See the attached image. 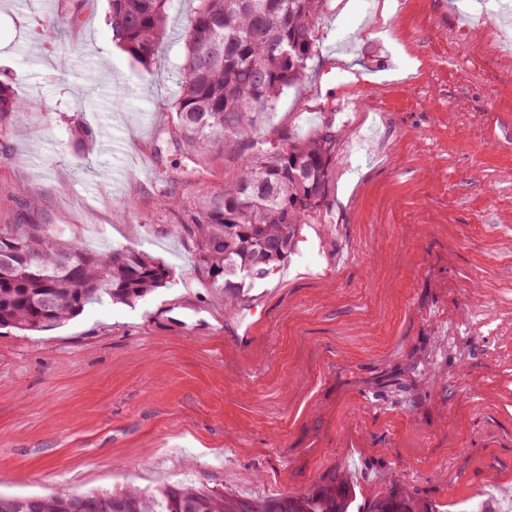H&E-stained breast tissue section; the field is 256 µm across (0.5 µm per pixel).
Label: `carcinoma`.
<instances>
[{"mask_svg":"<svg viewBox=\"0 0 512 512\" xmlns=\"http://www.w3.org/2000/svg\"><path fill=\"white\" fill-rule=\"evenodd\" d=\"M176 124L191 147L249 137L258 118L297 85L316 54L315 23L328 0H193ZM113 39L148 65L158 52L170 0H109ZM27 102L0 83V126ZM327 126L304 142L260 156L194 213L195 261L206 287L228 300L288 261L301 224L323 206L335 159ZM0 329L46 332L77 317L103 295L133 303L169 283L171 269L139 251H93L50 224L0 226ZM112 512H349L355 501L344 476L322 477L308 491L244 502L221 490L168 484L151 494L124 491L37 496L0 494L13 512H82L93 500ZM357 512H428L399 488Z\"/></svg>","mask_w":512,"mask_h":512,"instance_id":"1","label":"carcinoma"}]
</instances>
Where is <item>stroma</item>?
Here are the masks:
<instances>
[{"mask_svg":"<svg viewBox=\"0 0 512 512\" xmlns=\"http://www.w3.org/2000/svg\"><path fill=\"white\" fill-rule=\"evenodd\" d=\"M393 2L386 20L384 0H329L259 124L270 149L334 124L336 159L288 262L231 306L189 221L257 153L191 149L172 120L191 0L146 67L107 0H0V82L28 103L0 126V224L173 272L55 330H0L1 494L183 482L253 501L336 473L361 503L398 487L512 512V0Z\"/></svg>","mask_w":512,"mask_h":512,"instance_id":"obj_1","label":"stroma"}]
</instances>
